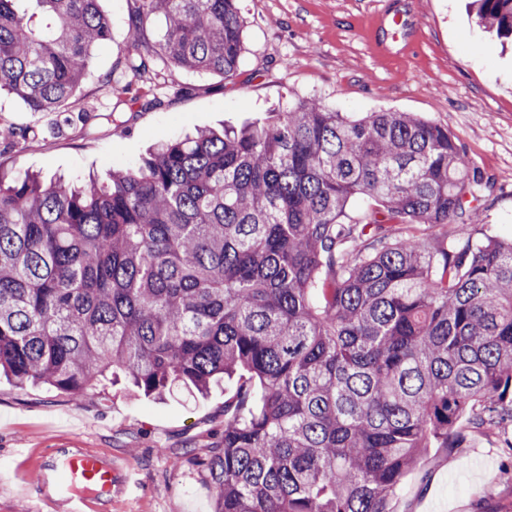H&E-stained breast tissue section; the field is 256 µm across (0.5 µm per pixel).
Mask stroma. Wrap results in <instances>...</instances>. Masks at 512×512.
Segmentation results:
<instances>
[{"instance_id": "35a3bbf8", "label": "stroma", "mask_w": 512, "mask_h": 512, "mask_svg": "<svg viewBox=\"0 0 512 512\" xmlns=\"http://www.w3.org/2000/svg\"><path fill=\"white\" fill-rule=\"evenodd\" d=\"M111 39L67 108L29 111L0 92V125L30 129L0 140V167L45 177L106 179L156 144L316 98L357 117L412 112L448 128L491 183L478 223L452 224L453 242L512 236V46L479 26L469 0H238L243 53L232 79L154 63L148 77L123 69L134 30L130 0H99ZM407 22L393 39L389 20ZM131 83L117 98L106 77ZM236 380L204 395L178 388L162 399L102 384L80 398L0 378V512H54L20 489L48 448H86L126 459L111 512H214L206 461L224 434ZM512 425L477 430L460 419L447 447L428 449L404 478L391 512H512Z\"/></svg>"}]
</instances>
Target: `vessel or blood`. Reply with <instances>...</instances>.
<instances>
[{"label": "vessel or blood", "instance_id": "1", "mask_svg": "<svg viewBox=\"0 0 512 512\" xmlns=\"http://www.w3.org/2000/svg\"><path fill=\"white\" fill-rule=\"evenodd\" d=\"M124 467L85 448L46 449L35 467L27 493L51 502L55 512H109L124 486Z\"/></svg>", "mask_w": 512, "mask_h": 512}]
</instances>
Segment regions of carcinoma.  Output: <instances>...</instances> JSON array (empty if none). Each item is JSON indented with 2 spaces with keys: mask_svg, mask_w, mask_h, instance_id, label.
I'll use <instances>...</instances> for the list:
<instances>
[{
  "mask_svg": "<svg viewBox=\"0 0 512 512\" xmlns=\"http://www.w3.org/2000/svg\"><path fill=\"white\" fill-rule=\"evenodd\" d=\"M133 4L128 71L234 77L237 0ZM474 9L512 37V0ZM110 36L99 0H0V90L62 112ZM489 188L448 128L315 98L162 143L105 185L0 166V372L73 396L236 376L214 512H390L457 420L512 422V238L427 233L477 223Z\"/></svg>",
  "mask_w": 512,
  "mask_h": 512,
  "instance_id": "cac0c4a2",
  "label": "carcinoma"
}]
</instances>
